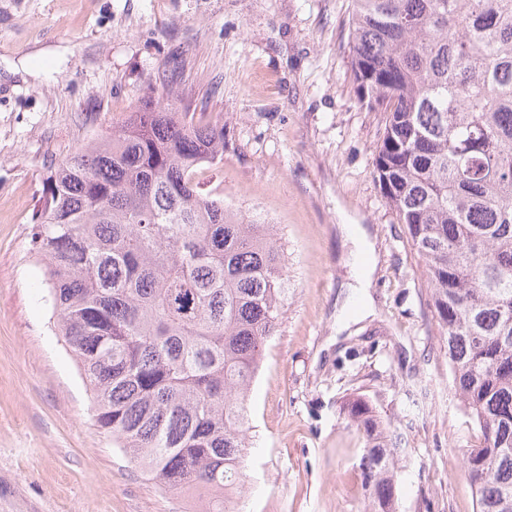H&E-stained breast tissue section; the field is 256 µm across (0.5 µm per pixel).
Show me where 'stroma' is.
<instances>
[{
	"instance_id": "obj_1",
	"label": "stroma",
	"mask_w": 512,
	"mask_h": 512,
	"mask_svg": "<svg viewBox=\"0 0 512 512\" xmlns=\"http://www.w3.org/2000/svg\"><path fill=\"white\" fill-rule=\"evenodd\" d=\"M352 0H0V512H204L159 487L96 423L32 251L49 169L144 104L221 123L203 190L275 224L288 300L253 382L236 512H364L369 401L405 434L397 512H477L462 451L479 429L450 388L422 262L373 176L382 115L351 75ZM175 99H168V91ZM361 224L375 316L336 329Z\"/></svg>"
}]
</instances>
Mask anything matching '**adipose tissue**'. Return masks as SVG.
I'll return each mask as SVG.
<instances>
[{"mask_svg":"<svg viewBox=\"0 0 512 512\" xmlns=\"http://www.w3.org/2000/svg\"><path fill=\"white\" fill-rule=\"evenodd\" d=\"M341 231L346 240L351 244L349 252L355 265L358 267L356 274L357 285L354 289L360 301L358 306L343 304L336 315V323L339 327H346L350 315L357 314L368 316L374 311L373 298L369 293L371 278L374 273L377 257L369 233L365 227L359 224L342 225Z\"/></svg>","mask_w":512,"mask_h":512,"instance_id":"ef3b65f1","label":"adipose tissue"}]
</instances>
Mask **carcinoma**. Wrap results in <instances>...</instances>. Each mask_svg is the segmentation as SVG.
Listing matches in <instances>:
<instances>
[{
    "mask_svg": "<svg viewBox=\"0 0 512 512\" xmlns=\"http://www.w3.org/2000/svg\"><path fill=\"white\" fill-rule=\"evenodd\" d=\"M358 103L385 113L373 175L423 262L477 512H512V0H352ZM224 126L146 104L49 170L34 251L92 386L98 426L168 490L226 512L243 489L248 397L284 313L273 225L202 192ZM367 508L395 512L399 436L362 398Z\"/></svg>",
    "mask_w": 512,
    "mask_h": 512,
    "instance_id": "cac0c4a2",
    "label": "carcinoma"
}]
</instances>
